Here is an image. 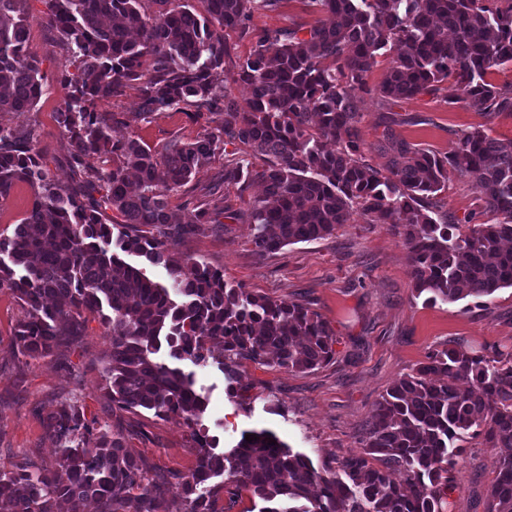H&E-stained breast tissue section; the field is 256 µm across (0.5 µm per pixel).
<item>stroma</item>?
Returning a JSON list of instances; mask_svg holds the SVG:
<instances>
[{"mask_svg": "<svg viewBox=\"0 0 512 512\" xmlns=\"http://www.w3.org/2000/svg\"><path fill=\"white\" fill-rule=\"evenodd\" d=\"M28 49L52 92L35 111L0 113V125L32 132L35 147L45 156L54 181L67 185L71 172L63 161L68 137L56 121L65 91L58 79L69 54L46 23L44 0H28ZM462 91L450 81L437 93L421 94L393 105L377 96H363L357 124L359 141L374 166H385L390 154L383 137L395 138L439 153L453 150L462 132L480 128L492 137L512 140V115L487 117L468 108ZM140 92L126 88L120 96L99 103L98 111L123 113L121 135L162 152L178 140L191 142L215 127L219 116L196 117L164 109L148 119L137 116ZM241 144L226 145L180 191L171 193V210L191 222L198 204L218 187L239 212L204 233L185 238L180 252L201 258L224 274L229 283L273 299H287L317 312L336 338L331 360L306 372L247 364L240 380L247 385L250 410H242L227 394V382L216 365L195 367L197 382L208 396L202 422L229 450L248 430L268 429L293 450L306 454L316 468L338 469L340 461L363 449L364 428L380 396L403 375L424 363L430 351L459 342L473 350L512 351V288H503L492 304L482 307L466 299L452 304H427L413 292L407 249L387 225L370 224L361 214L339 226L333 235L283 247L258 257L248 218L260 185L246 190L223 185L225 162L242 154ZM473 180L450 178L440 194L437 213L464 219L475 210ZM24 315L9 293H0V468L31 460L46 466L58 457L44 426L47 414L62 400L74 398L89 414L110 426L125 447L142 459L150 477L189 474L196 466L191 431L181 422L129 412L113 406L99 374L100 358L111 337L95 315H87L81 336L52 357L16 359L14 328ZM494 455L481 440L470 441L452 473L445 512H486L494 480Z\"/></svg>", "mask_w": 512, "mask_h": 512, "instance_id": "stroma-1", "label": "stroma"}]
</instances>
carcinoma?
I'll return each mask as SVG.
<instances>
[{
	"instance_id": "obj_1",
	"label": "carcinoma",
	"mask_w": 512,
	"mask_h": 512,
	"mask_svg": "<svg viewBox=\"0 0 512 512\" xmlns=\"http://www.w3.org/2000/svg\"><path fill=\"white\" fill-rule=\"evenodd\" d=\"M47 24L66 42L69 64L59 83L66 96L56 121L68 134L65 161L72 182L56 184L33 134L0 126V201L18 182L33 202L13 235L0 236V291L24 309L14 329L19 355L47 358L96 314L112 330L101 376L112 404L178 418L191 429L197 463L187 476L152 480L146 464L110 426L65 401L45 419L58 446L57 466L22 462L0 469V502L12 512H158L176 486L177 512H217L220 495L245 491L265 503L259 512H444L450 474L464 444L480 438L493 448L495 479L487 512H512V352L473 354L445 344L405 374L375 404L363 450L338 470L318 471L268 430L229 452L201 423L208 400L196 388L195 366L214 362L229 392L247 362L291 372L313 370L332 356L333 333L302 304L273 300L224 280L205 261L180 253L186 237L240 215L218 190L198 207L192 224L174 221L168 194L185 187L224 145L248 146L263 160L224 165V184L264 195L253 201L255 254L332 235L358 212L387 224L412 262L413 291L427 303L477 298L491 303L512 288V140L483 129L464 131L441 154L392 141L386 168L366 159L356 133L360 94L387 103L433 94L453 80L475 112H512V83L493 73L512 66V0H302L314 24L254 31L256 10L282 0H44ZM26 0H0V112H31L49 85L28 52ZM251 38L253 50L233 77L250 87L246 105L224 94L230 47L216 28ZM397 53H392L393 49ZM389 58L384 81L367 77ZM139 84L140 112L195 109L222 117L193 142L157 154L132 138L98 103ZM336 143L328 150L326 142ZM112 161V169L92 161ZM476 180V204L489 224H439L431 216L450 176ZM113 215H108V212ZM128 256L162 265L159 282ZM210 342L222 344L214 355ZM274 440L276 444H268ZM404 473L400 481L396 475Z\"/></svg>"
}]
</instances>
